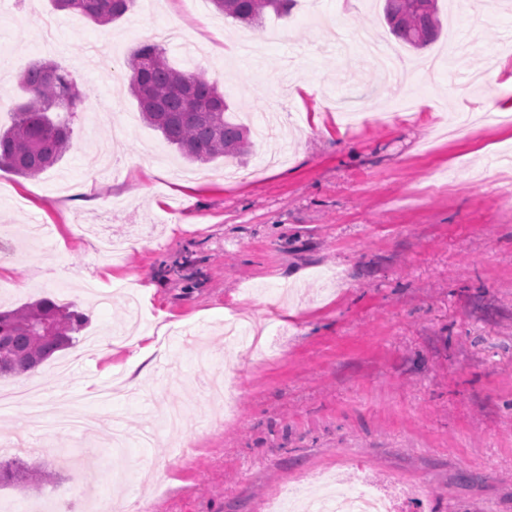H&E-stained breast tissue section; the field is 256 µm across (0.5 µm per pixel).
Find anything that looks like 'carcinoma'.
<instances>
[{"instance_id":"cac0c4a2","label":"carcinoma","mask_w":512,"mask_h":512,"mask_svg":"<svg viewBox=\"0 0 512 512\" xmlns=\"http://www.w3.org/2000/svg\"><path fill=\"white\" fill-rule=\"evenodd\" d=\"M224 16L260 26L269 12L288 14L293 0H210ZM63 11L107 26L122 18L133 0H52ZM392 34L403 44L421 48L438 36L437 0H385ZM130 93L144 122L190 161L208 163L249 151L247 127L229 115L224 94L204 72L172 66L158 42H143L130 54ZM27 98L0 129V169L34 178L54 166L69 148L72 130L51 112L71 107L79 91L56 64L33 62L20 72ZM88 317L72 304L44 298L14 310L0 311V376H19L57 351L73 346ZM41 471L17 459L0 461V483H38Z\"/></svg>"}]
</instances>
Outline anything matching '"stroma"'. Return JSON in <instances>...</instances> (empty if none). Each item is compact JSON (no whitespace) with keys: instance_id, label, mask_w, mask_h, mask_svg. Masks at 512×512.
<instances>
[{"instance_id":"obj_1","label":"stroma","mask_w":512,"mask_h":512,"mask_svg":"<svg viewBox=\"0 0 512 512\" xmlns=\"http://www.w3.org/2000/svg\"><path fill=\"white\" fill-rule=\"evenodd\" d=\"M383 6L294 0L264 19L287 39L256 47L211 0H134L105 27L49 0H0V126L26 63L57 64L80 92L58 163L35 178L0 170V232L15 248L0 309L74 304L88 317L77 344L109 348L74 370L62 367L72 349L58 351L32 379L86 432L48 438L24 405L8 413L5 458L47 480L0 485L1 506L276 512L332 476L399 495L402 512H512V206L488 194L512 166V126L443 135L449 116L512 110V8L438 0L442 32L414 50ZM48 18L52 52L39 45ZM174 22L194 50L166 41L170 63L217 80L252 129L250 152L209 162L208 178L143 121L124 76L131 50ZM373 42L399 52L403 83H383L363 51ZM486 70L479 92H461ZM100 144L114 176L93 172ZM99 223L128 239L120 262L82 233ZM89 281L143 290L145 331L165 335L140 385L103 401L86 386L124 374L132 319L120 299L96 304ZM245 311L276 360L222 345L225 317ZM201 350L215 368L195 362Z\"/></svg>"}]
</instances>
